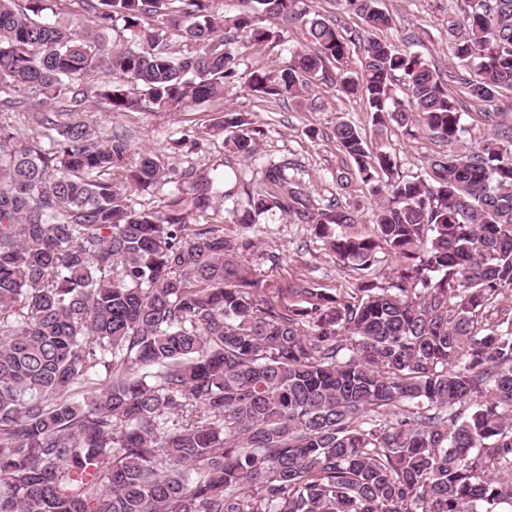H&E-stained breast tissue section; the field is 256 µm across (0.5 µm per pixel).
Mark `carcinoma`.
I'll return each instance as SVG.
<instances>
[{"instance_id": "carcinoma-1", "label": "carcinoma", "mask_w": 512, "mask_h": 512, "mask_svg": "<svg viewBox=\"0 0 512 512\" xmlns=\"http://www.w3.org/2000/svg\"><path fill=\"white\" fill-rule=\"evenodd\" d=\"M237 2L226 15L217 0H0V101L38 102L43 129L0 123V512H512V135L464 142L442 75L378 35L379 0H339L364 22L350 35L309 0ZM456 2L453 63L491 103L512 91V0ZM59 10L90 27L47 19ZM282 26L300 48L241 68ZM116 30L135 42L109 57L114 112L238 85L361 97L375 146L337 122L350 166L336 182L371 188V230L343 231L357 211L316 205L286 163L249 186L236 161L261 130L240 112L215 124L219 179L134 160L120 136L97 143L81 82ZM391 123L448 150L405 179L383 147ZM168 184L161 207L131 198ZM240 192L229 223L311 225L354 287L273 288L253 243L190 221ZM385 257L397 275L382 282Z\"/></svg>"}]
</instances>
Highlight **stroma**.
<instances>
[{"instance_id":"35a3bbf8","label":"stroma","mask_w":512,"mask_h":512,"mask_svg":"<svg viewBox=\"0 0 512 512\" xmlns=\"http://www.w3.org/2000/svg\"><path fill=\"white\" fill-rule=\"evenodd\" d=\"M379 6L392 18L384 38L396 47L421 54L431 67L448 75L451 92L466 99L464 84L453 76L455 68L446 33L448 16L457 10L455 0H379ZM111 81V73L104 72L86 83L84 111L98 138L121 135L135 151H151L177 172L211 174L224 161V137L211 125L224 110H237L247 114L262 131L256 157L240 162L249 178L259 180L263 161L291 163L297 179L308 187L318 204L347 203L357 209L362 224H369L375 198L367 187L354 183L342 189L336 183L337 170L346 167L349 160L338 150L333 130L340 121L368 130L370 116L360 98H340L333 89L315 85L307 93L309 100L317 102L312 108L308 103L261 101L237 86L226 89L222 101L190 104L173 112H113L105 108L99 96ZM462 123L464 138L470 143L492 130L512 133V96L499 97L486 109L468 108ZM385 148L400 175L407 177L422 173L427 158L440 150L438 143L423 136L410 137L396 126L389 131ZM224 234L238 241H252L256 252L279 255L275 265L260 260L254 263L258 274L272 283L284 285L304 278L323 288H350L355 284V273L337 264L310 225L265 215L248 228L225 225Z\"/></svg>"}]
</instances>
